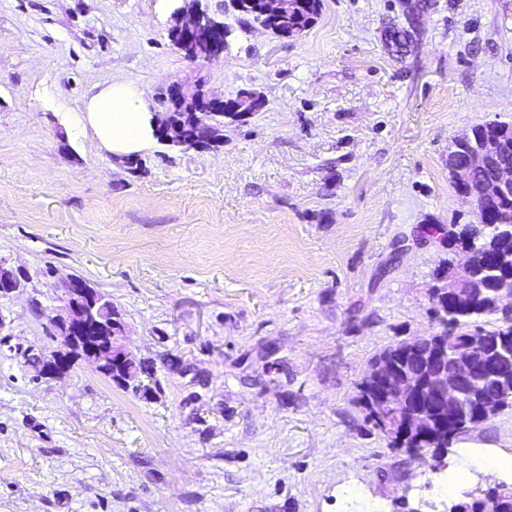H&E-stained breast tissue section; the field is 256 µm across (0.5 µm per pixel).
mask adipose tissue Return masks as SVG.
Returning a JSON list of instances; mask_svg holds the SVG:
<instances>
[{
	"mask_svg": "<svg viewBox=\"0 0 512 512\" xmlns=\"http://www.w3.org/2000/svg\"><path fill=\"white\" fill-rule=\"evenodd\" d=\"M83 119L97 142L112 154L141 151L152 136V114L141 91L116 81L102 89L85 106Z\"/></svg>",
	"mask_w": 512,
	"mask_h": 512,
	"instance_id": "1",
	"label": "adipose tissue"
}]
</instances>
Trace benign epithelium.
Segmentation results:
<instances>
[{
  "mask_svg": "<svg viewBox=\"0 0 512 512\" xmlns=\"http://www.w3.org/2000/svg\"><path fill=\"white\" fill-rule=\"evenodd\" d=\"M176 24L171 29V39L191 60H212L224 55V21L202 9L199 0H183L174 11ZM197 99V94H184L181 85L172 83L167 91L166 112L154 124L153 134L171 146L183 150L198 149L220 139V132L212 129L211 113H194L195 132L190 138L170 137L181 119L180 108ZM466 146L467 161H456L454 149ZM448 173L452 182L461 189V196L468 199L479 210L488 199L512 197V166L500 162V149L492 142H480L473 131L468 129L452 139V150L448 153ZM465 259L451 265V275L442 274L438 285L431 289V297L438 305V313L448 315V306L442 298L453 297L466 300L482 296V290L475 287L471 275V251L461 248ZM22 288L17 274L8 267V259L0 258V296H9ZM62 310L65 316L55 315L51 321L66 327L64 343L68 347L85 353L89 363L102 369V354L97 342L86 336L95 319L94 305L85 303L83 284L76 277L61 283ZM489 307L499 315L512 313V277L496 286L495 294L488 301ZM450 337L444 332L428 336H415L404 341L405 355L412 359L422 342L426 348L422 354L425 374L430 377L431 387L443 399L441 414L448 417L457 429L477 425L512 407V380L504 382L498 395L490 401L471 404V411H461L457 399L459 391L467 388L479 363L495 354L503 357L512 355L498 339H491L482 332H472L465 337L464 350L448 354ZM364 382L372 387L369 397L364 400V411L369 423L398 445L420 454V446L427 442H442L447 434L442 430L441 421L425 404L418 401L424 387L410 374L397 370L388 357H383L372 366Z\"/></svg>",
  "mask_w": 512,
  "mask_h": 512,
  "instance_id": "obj_1",
  "label": "benign epithelium"
}]
</instances>
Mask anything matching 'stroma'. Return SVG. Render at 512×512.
Wrapping results in <instances>:
<instances>
[{
  "label": "stroma",
  "mask_w": 512,
  "mask_h": 512,
  "mask_svg": "<svg viewBox=\"0 0 512 512\" xmlns=\"http://www.w3.org/2000/svg\"><path fill=\"white\" fill-rule=\"evenodd\" d=\"M178 0H0V512H451L512 471L426 484L432 449L394 447L359 386L390 346L437 330L454 256L424 224H466L453 135L512 122V0H323L282 38L225 0L223 56L191 62ZM407 29L406 53L388 27ZM162 111L172 82L263 108L222 142L117 156L74 122L112 81ZM105 295L143 388L62 348L58 283ZM512 456V409L447 448Z\"/></svg>",
  "instance_id": "stroma-1"
}]
</instances>
